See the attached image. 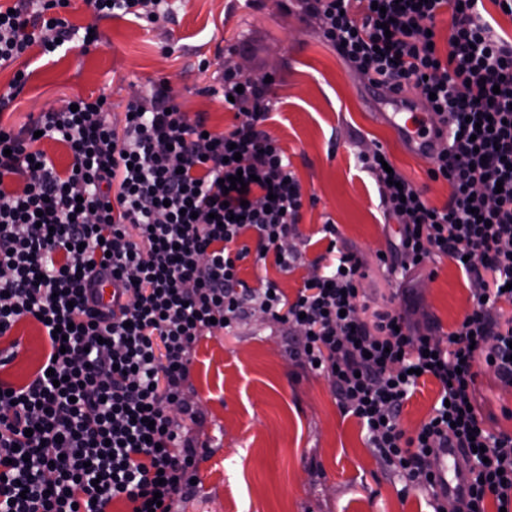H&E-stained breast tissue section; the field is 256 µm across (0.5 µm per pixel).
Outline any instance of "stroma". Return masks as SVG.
Instances as JSON below:
<instances>
[{"mask_svg": "<svg viewBox=\"0 0 512 512\" xmlns=\"http://www.w3.org/2000/svg\"><path fill=\"white\" fill-rule=\"evenodd\" d=\"M168 20L147 24L135 18L93 21L82 0H72L68 20L97 23L99 47L69 50L50 60L39 51L0 67V89L15 70L30 78L13 111L0 125L18 128L40 112L76 97L106 96L115 118L134 91L166 80L184 111L203 115L215 132L234 121L224 107L222 73L227 50L247 42L252 52L238 64L257 75L274 74L273 108L261 128L286 153L307 199L299 224L301 261L281 271L274 256L265 263L246 258L240 276L249 286L277 283L288 296L310 277L313 262L328 245L325 222L368 266L364 287L370 301L400 308L393 286L376 265L378 253L396 238L386 221L373 179L359 169L357 151L382 146L399 172L443 207L451 194L445 179L429 176L430 162L406 152L386 124L365 106V80L353 75L314 24L282 12L276 0L262 10L244 0H170ZM207 69H200V60ZM411 294L414 322L436 319L451 330L469 310L471 285L449 260L426 261L401 283ZM285 327L256 315L230 333L202 337L193 352L191 381L204 421L201 437L213 450L198 464L196 494L179 512H431L426 495L403 490L397 474L370 448L361 425L341 409L328 379L300 367L288 354ZM14 352L0 367V381L25 384L49 351L37 326L25 320L0 336V350ZM439 385L422 377L404 403L400 425L413 432L431 413ZM475 404L485 426L512 434V387L480 367Z\"/></svg>", "mask_w": 512, "mask_h": 512, "instance_id": "35a3bbf8", "label": "stroma"}]
</instances>
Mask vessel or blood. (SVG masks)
<instances>
[{
    "instance_id": "vessel-or-blood-1",
    "label": "vessel or blood",
    "mask_w": 512,
    "mask_h": 512,
    "mask_svg": "<svg viewBox=\"0 0 512 512\" xmlns=\"http://www.w3.org/2000/svg\"><path fill=\"white\" fill-rule=\"evenodd\" d=\"M367 97L381 108V120L405 150L426 160L434 158L438 148L436 122L432 114L416 111V93L372 86ZM435 473L440 497L452 501L467 499L470 478L459 449H441Z\"/></svg>"
}]
</instances>
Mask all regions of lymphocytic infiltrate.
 Returning a JSON list of instances; mask_svg holds the SVG:
<instances>
[{
	"label": "lymphocytic infiltrate",
	"mask_w": 512,
	"mask_h": 512,
	"mask_svg": "<svg viewBox=\"0 0 512 512\" xmlns=\"http://www.w3.org/2000/svg\"><path fill=\"white\" fill-rule=\"evenodd\" d=\"M512 0H279L314 23L352 72L372 84L414 89L447 129L432 179L452 191L434 208L383 147L357 156L374 179L398 238L378 263L399 277L447 257L470 281L473 306L447 338L423 332L399 310L370 304L364 261L337 246L295 300L273 281L250 287L240 261L274 255L281 271L298 254L302 187L277 141L260 130L271 110L265 80L224 69L234 122L208 133L172 88L152 81L115 123L105 96L51 109L19 129L0 127V331L39 320L51 359L25 385L0 383V512H109L123 498L138 512H175L194 492L211 453L192 433L202 417L190 400L192 351L204 334L231 330L259 310L300 336L289 353L326 375L345 413L405 487L433 512H485L486 497L512 504V435L490 433L470 410L478 364L512 385V41L494 33L486 2ZM96 21L73 25L71 0H15L0 9V67L32 49L53 58L100 45L97 23L167 17V0H84ZM449 12L448 51L437 17ZM64 143L58 171L34 146L35 132ZM245 191L225 190L236 173ZM248 230L257 249L239 245ZM121 286L120 313L89 300L95 276ZM440 399L414 434L399 417L420 375ZM459 448L471 467L469 498L440 500L436 449ZM162 505L149 510L147 503Z\"/></svg>",
	"instance_id": "f902f5d3"
}]
</instances>
